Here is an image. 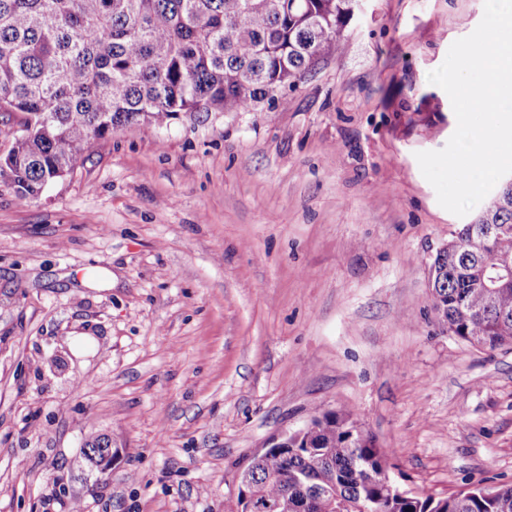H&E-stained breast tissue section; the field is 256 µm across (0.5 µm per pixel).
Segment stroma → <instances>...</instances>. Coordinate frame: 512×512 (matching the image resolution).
Returning <instances> with one entry per match:
<instances>
[{"instance_id":"stroma-1","label":"stroma","mask_w":512,"mask_h":512,"mask_svg":"<svg viewBox=\"0 0 512 512\" xmlns=\"http://www.w3.org/2000/svg\"><path fill=\"white\" fill-rule=\"evenodd\" d=\"M483 12L367 0L285 100L128 126L26 202L0 183V512H236L258 450L344 408L401 489L512 484V346L432 307L475 216L415 158L456 129L428 74ZM106 439L112 442V440L105 435H90L86 440L82 451L84 460L88 462L91 467L97 469L101 473H103V470L109 467V460L105 461V456L101 448H106L104 449L105 454L109 452V455H113L114 453V448H112V446L110 448L108 446H101V442L105 441ZM87 449L90 452H88Z\"/></svg>"}]
</instances>
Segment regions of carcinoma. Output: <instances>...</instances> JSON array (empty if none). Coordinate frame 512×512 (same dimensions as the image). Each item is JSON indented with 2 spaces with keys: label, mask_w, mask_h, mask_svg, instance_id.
<instances>
[{
  "label": "carcinoma",
  "mask_w": 512,
  "mask_h": 512,
  "mask_svg": "<svg viewBox=\"0 0 512 512\" xmlns=\"http://www.w3.org/2000/svg\"><path fill=\"white\" fill-rule=\"evenodd\" d=\"M0 0V112L25 129L0 159V180L20 200L70 175L92 141L182 112L247 111L296 88L341 50L352 0ZM512 183L430 263L441 325L491 350L512 346V279L475 287L484 252L512 262ZM105 435L83 458L103 471ZM384 452L348 410L295 431L292 447L254 457L248 498L321 500L304 512H512V485L465 484L446 496L396 495L381 474Z\"/></svg>",
  "instance_id": "1"
}]
</instances>
